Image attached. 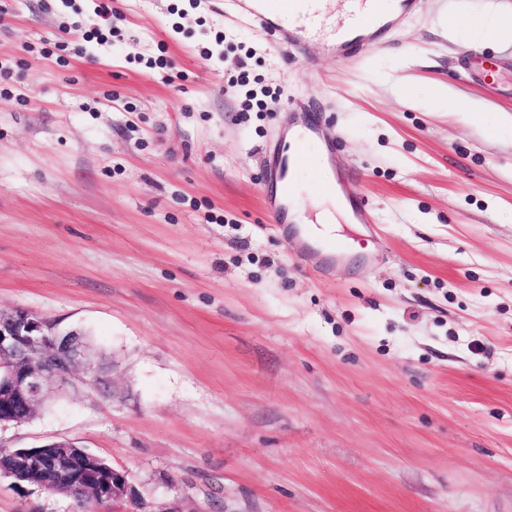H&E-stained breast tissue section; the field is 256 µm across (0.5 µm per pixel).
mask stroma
Wrapping results in <instances>:
<instances>
[{"label":"stroma","mask_w":512,"mask_h":512,"mask_svg":"<svg viewBox=\"0 0 512 512\" xmlns=\"http://www.w3.org/2000/svg\"><path fill=\"white\" fill-rule=\"evenodd\" d=\"M94 7L0 0V309L103 377L0 448L77 442L142 512H512V80L482 72L512 36L471 31L512 0H419L310 67L222 0ZM291 103L372 207L328 259L264 209ZM133 510L0 480V512Z\"/></svg>","instance_id":"1"}]
</instances>
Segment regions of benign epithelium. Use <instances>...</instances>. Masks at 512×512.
<instances>
[{"mask_svg": "<svg viewBox=\"0 0 512 512\" xmlns=\"http://www.w3.org/2000/svg\"><path fill=\"white\" fill-rule=\"evenodd\" d=\"M101 383L83 337L55 335L42 318L15 309L0 311V425L30 419L50 390L70 391ZM8 463L0 461V479L17 488L44 487L82 502L141 501L126 475L70 441L36 448H10Z\"/></svg>", "mask_w": 512, "mask_h": 512, "instance_id": "7a95c632", "label": "benign epithelium"}]
</instances>
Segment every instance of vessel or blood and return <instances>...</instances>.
<instances>
[{"label": "vessel or blood", "mask_w": 512, "mask_h": 512, "mask_svg": "<svg viewBox=\"0 0 512 512\" xmlns=\"http://www.w3.org/2000/svg\"><path fill=\"white\" fill-rule=\"evenodd\" d=\"M234 18L259 32L275 46L284 61L306 60L311 42H321L324 49L343 62L357 61L370 54L373 47L399 20L413 13L418 0H399L395 14H385L381 0H325L337 4L344 14L340 24L329 25L321 10L294 18L293 13L303 0H225ZM295 139L293 151H277L270 158L267 170L268 188L264 195L265 209L273 223L283 224L289 219L288 190L306 168L314 152L329 153L325 139L315 120H304ZM361 174L350 168L325 178L319 186L320 194L332 196L337 189L359 182Z\"/></svg>", "instance_id": "obj_1"}]
</instances>
